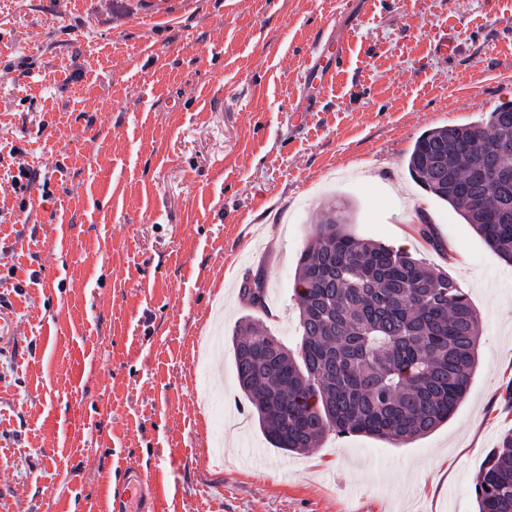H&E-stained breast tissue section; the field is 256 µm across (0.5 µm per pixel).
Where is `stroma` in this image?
<instances>
[{"label":"stroma","mask_w":512,"mask_h":512,"mask_svg":"<svg viewBox=\"0 0 512 512\" xmlns=\"http://www.w3.org/2000/svg\"><path fill=\"white\" fill-rule=\"evenodd\" d=\"M453 34L444 60L429 44ZM348 48L311 112L318 40ZM512 101V0H0V512H110L129 466L163 512H475L512 429V264L407 170L425 131ZM38 170L13 190L19 165ZM462 288L479 361L405 446L272 447L235 375L239 319L299 339L297 260L328 206ZM433 224L443 251L419 234ZM262 278L270 313L242 299ZM180 0H138V15L145 20H164L178 12ZM14 304L10 295L0 292V351L14 345Z\"/></svg>","instance_id":"stroma-1"}]
</instances>
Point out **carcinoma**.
<instances>
[{
    "instance_id": "carcinoma-1",
    "label": "carcinoma",
    "mask_w": 512,
    "mask_h": 512,
    "mask_svg": "<svg viewBox=\"0 0 512 512\" xmlns=\"http://www.w3.org/2000/svg\"><path fill=\"white\" fill-rule=\"evenodd\" d=\"M512 102L486 121L423 133L407 167L483 242L512 262ZM330 211L306 242L293 292L300 343L292 350L244 316L232 337L235 373L275 448L301 452L335 432L406 445L454 414L477 364L478 316L456 282L407 249L348 230ZM268 312L265 284L245 282ZM478 512H512V430L488 452L475 484Z\"/></svg>"
}]
</instances>
